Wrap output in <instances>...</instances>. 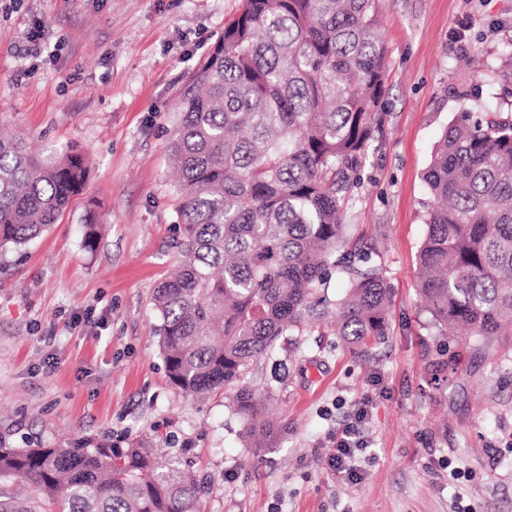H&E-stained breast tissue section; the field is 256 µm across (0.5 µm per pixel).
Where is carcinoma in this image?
<instances>
[{"label":"carcinoma","mask_w":512,"mask_h":512,"mask_svg":"<svg viewBox=\"0 0 512 512\" xmlns=\"http://www.w3.org/2000/svg\"><path fill=\"white\" fill-rule=\"evenodd\" d=\"M380 0H243L182 84L168 150L177 171V266L154 294L169 382L218 389L265 448L279 425L245 385L283 336L333 326L361 349L385 342L391 304L379 269L346 261V205L385 120L389 67ZM492 72L512 97V42ZM463 109L434 146L418 294L438 335L467 329L512 353V114ZM75 146L34 154L0 139V255L47 231L85 184ZM83 246L98 213L84 216ZM196 474L157 448H17L0 435V512H201Z\"/></svg>","instance_id":"obj_1"}]
</instances>
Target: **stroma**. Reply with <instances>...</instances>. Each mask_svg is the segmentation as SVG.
<instances>
[{
    "label": "stroma",
    "mask_w": 512,
    "mask_h": 512,
    "mask_svg": "<svg viewBox=\"0 0 512 512\" xmlns=\"http://www.w3.org/2000/svg\"><path fill=\"white\" fill-rule=\"evenodd\" d=\"M242 0H0V136L75 145L90 175L71 209L0 273V435L19 447L165 449L205 488L204 512H512V364L442 339L416 293L431 150L512 41V0H382L385 122L349 199L351 236L392 290L387 343L355 353L323 325L246 378L284 424L251 448L224 394L170 384L153 296L176 263L167 149L178 90ZM96 201L95 250L82 219ZM366 403L361 480L328 467Z\"/></svg>",
    "instance_id": "stroma-1"
}]
</instances>
